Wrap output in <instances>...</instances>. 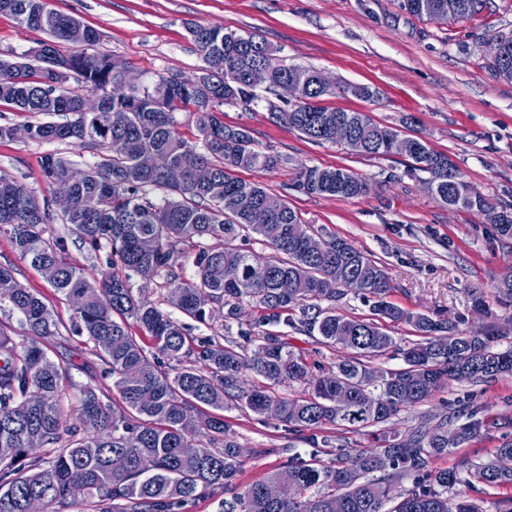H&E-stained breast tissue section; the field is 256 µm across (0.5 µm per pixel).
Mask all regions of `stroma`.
<instances>
[{
	"label": "stroma",
	"instance_id": "1",
	"mask_svg": "<svg viewBox=\"0 0 512 512\" xmlns=\"http://www.w3.org/2000/svg\"><path fill=\"white\" fill-rule=\"evenodd\" d=\"M53 9L97 29L95 50L125 62L136 82L158 75H196L202 65L185 25L198 22L255 35L271 44L285 64L311 66L341 86L329 106L368 113L397 126L414 118L415 130L438 152L448 154L464 179L491 202L512 204V81L493 67L492 44L512 32V0H487L477 17L443 24L403 11L398 0H50ZM44 32L0 15V59L36 48ZM348 85L376 91L365 100L345 93ZM224 122L246 127L256 146L287 156L271 171H246L243 179L262 183L268 192L298 212L305 223L347 239L386 266L392 302L412 311L466 316L469 326L495 322L512 344V314L494 320L474 312L470 291H490L512 271V240L495 237L484 215L457 211L433 199L425 173L411 170L407 157H365L341 144L315 143L273 122L265 102L228 105ZM55 153L83 169L97 152L68 142L0 141V174L17 177L39 198L53 190L42 178L41 161ZM304 166L343 167L368 184L352 199L310 195L298 186ZM0 264L15 269L17 280L40 293L60 323L51 358L67 368L74 383H91L111 392L92 343L71 334L72 307L44 275L23 260L8 237L0 236ZM264 311L244 303L231 329L221 320L193 324L191 336L222 338L231 333L244 349L258 342ZM276 334L330 374L337 348L279 325ZM477 409L479 416L512 415V378L490 383H454L426 402L384 424L385 432L404 435L432 424L449 405ZM224 420L242 449L238 485L245 486L282 468L289 456L309 454L301 435L267 416L226 410Z\"/></svg>",
	"mask_w": 512,
	"mask_h": 512
}]
</instances>
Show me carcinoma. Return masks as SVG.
<instances>
[{"label": "carcinoma", "instance_id": "obj_1", "mask_svg": "<svg viewBox=\"0 0 512 512\" xmlns=\"http://www.w3.org/2000/svg\"><path fill=\"white\" fill-rule=\"evenodd\" d=\"M432 3L448 11V0H399L402 10L418 18L424 17L422 6ZM0 14L46 33L49 44L48 55L0 79V104L45 117L25 124L30 140L101 149L63 212L0 174V236L35 268H54L49 283L57 293L80 300L73 332L93 342L119 397L72 383L45 349L18 342L0 328V512H27L33 498L47 506L63 503L74 487L84 488L94 512H183L208 491L236 489L240 450L224 410L267 416L274 404V419L300 435L310 432L313 450L307 459L289 457L285 469L224 500V512H479L468 496L475 484L512 487V440L496 449L493 461L468 468L465 477L453 467L434 465L493 428L512 427V416L486 421L450 407L433 429L393 437L381 432L378 447L354 454L331 449V437L317 435L327 425L362 431L385 424L451 382L512 377V346L499 347L503 332L493 324L473 333L463 317L449 320L399 306L389 300L392 287L384 265L348 240L304 223L288 205L267 212L266 188L236 172L269 171L288 159L258 149L249 130L225 125L220 114L226 105L259 102L246 73L263 63L271 89L293 74L307 76L297 102L285 110L268 107L274 120L278 112H288V128L309 140L332 141L325 123L339 114L354 126L352 151L390 156L397 153L392 138L400 130L365 112L324 105L333 90L318 86V70L285 64L267 42L222 26L187 23L203 62V83L160 75L151 87L114 96L107 92L115 80L112 57L88 52L97 44L96 29L84 26L86 40L73 41L70 28L79 19L52 9L49 0H0ZM496 39L509 59L506 67L494 63L495 71L512 80V33ZM65 43L79 49L65 53ZM72 78L102 93L101 111L89 118L78 111L80 91L68 87ZM181 112L198 114L201 143L179 133ZM410 141L416 145L407 154L412 169L428 174L435 199L448 203V181H454L455 209L490 216L496 236L512 240V204L490 202L462 179L447 154L421 138ZM189 150L199 155L204 175L194 172L178 184L166 182L163 172ZM144 154L156 158L155 169L141 167ZM41 167L48 180L64 177L71 164L48 154ZM299 181L317 196L350 199L367 191L365 182L343 167H303ZM55 218L92 252H106L107 263L121 272L89 281L66 261L67 238L46 236V225ZM256 236L269 252L250 248ZM185 244L197 247L190 279L181 276ZM254 264L269 268L267 281L251 280ZM134 276L161 279L167 305L183 317L199 323L220 318L227 329L239 319L242 302H256L269 311L263 321L316 334L345 350L336 362L341 381L314 374L304 354L271 333L250 352L229 339L189 341L183 322L135 298ZM284 276L295 284L290 295L277 288ZM352 279L361 281L355 292L370 303L368 318L321 306L341 297ZM489 296L512 308V274L497 280ZM2 302L21 317L28 335L50 340L60 335L42 297L20 284L12 266L0 264ZM294 310L299 317L291 315ZM131 320L150 337L151 348L129 331ZM392 323L413 327L418 339L398 344L388 329ZM390 351L401 356V366L373 365ZM249 374L256 382L247 387ZM286 384L307 390L299 396L279 392ZM68 385L77 390L81 427L67 424L63 415ZM47 445L58 446L51 460L28 461L29 449ZM411 472L418 474L415 486L385 508L393 480Z\"/></svg>", "mask_w": 512, "mask_h": 512}]
</instances>
